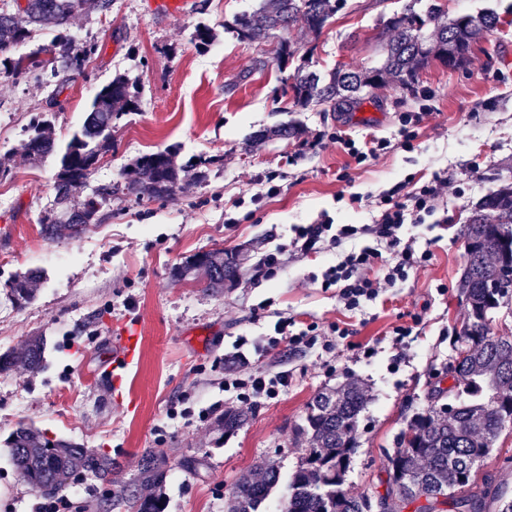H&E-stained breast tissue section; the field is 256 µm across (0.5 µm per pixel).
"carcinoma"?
Instances as JSON below:
<instances>
[{
    "mask_svg": "<svg viewBox=\"0 0 512 512\" xmlns=\"http://www.w3.org/2000/svg\"><path fill=\"white\" fill-rule=\"evenodd\" d=\"M346 0H258L250 12L235 17L237 36L249 43L273 46L280 68L294 61L299 48L283 34L300 22L318 36L343 9ZM87 0H3L0 3V71L16 79L53 86L58 98L70 82L85 75V65L96 52L90 42L81 44L70 34L71 21L81 14ZM503 20L493 10L448 15L440 0H408L403 11L384 22L383 58L369 69L338 66L316 72L301 61L288 77L294 106L328 104L349 111L371 90L396 82L411 83L417 70L432 59L455 68L474 44L493 33ZM52 33L50 42L29 53L18 47L32 38L35 29ZM140 75L119 72L96 93L80 130L59 152L54 124L42 113L32 118L25 150L31 163L61 154L54 183V206L40 220L41 234L49 241L75 240L87 234L99 219L101 208L112 197V185L97 187L79 198L100 157L112 151V125L122 115L139 108ZM302 128L281 124L259 129L246 139V147L297 137ZM177 150L165 149L138 156L125 182L126 194L138 200L168 196L182 188L176 162ZM215 161L193 163V179L209 180ZM464 269L460 280L465 297V318L455 345L456 356L448 373L453 385L435 391L427 409L412 416L387 455L389 477L385 495L407 506L421 496L431 503L418 512H484L490 496L498 512H512V498L501 488L486 487L471 495L473 473L491 455L499 434L512 426V336L495 332L496 312L512 299V180H504L472 209L465 224ZM240 263L224 250L196 255L177 271L215 291L239 276ZM41 270L31 268L4 283L6 299L13 305L33 302ZM45 339L32 336L18 351L0 354V372L16 365L35 374L44 368ZM453 399L456 411L441 409L444 397ZM368 400L366 388L349 381L317 393L306 406L299 436L306 452L292 474L280 500V512H371L372 496H353L344 488L357 448L356 430ZM247 411L228 408L218 421L224 435L237 433L248 420ZM10 463L31 487L53 495L80 477L91 476L107 487L112 509L163 512L161 490L166 478L160 463L164 453L145 450L140 473L142 484L154 488L139 496L112 475L118 463L106 453L89 450L62 438H50L33 423L21 419L4 443ZM281 481L279 466L264 460L242 475L228 503V512H266L271 492Z\"/></svg>",
    "mask_w": 512,
    "mask_h": 512,
    "instance_id": "obj_1",
    "label": "carcinoma"
}]
</instances>
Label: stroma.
Listing matches in <instances>:
<instances>
[{
    "instance_id": "1",
    "label": "stroma",
    "mask_w": 512,
    "mask_h": 512,
    "mask_svg": "<svg viewBox=\"0 0 512 512\" xmlns=\"http://www.w3.org/2000/svg\"><path fill=\"white\" fill-rule=\"evenodd\" d=\"M406 2L347 0L320 36L298 27L291 38L312 69L368 68L380 60L384 20ZM446 5L453 15L492 9L504 23L473 46L464 66L431 61L412 90L386 85L349 112L326 105L296 109L288 70L273 62L253 69L265 48L237 38L231 24L255 0H190L179 18L167 16L155 0H112L110 13L92 9L72 20L71 33L98 50L86 76L59 97L49 87L0 74V165L10 170L0 178V257L23 259L43 272L35 301L25 307H14L0 292V353L20 349L32 336L47 340L41 373L18 367L0 374V512H33L40 498L3 447L19 419L110 454L127 483L138 478L145 449H164V512H226L238 477L258 461L278 462L283 479H290L304 453L296 430L307 403L320 389L353 380L371 398L359 419L345 487L354 496L384 493L386 450L427 408L455 355L464 318L463 226L500 176L512 171V0ZM200 23L218 33L205 48L193 39ZM124 70L141 76L140 109L117 120L115 147L83 189L88 195L109 183L112 198L98 227L81 239L45 241L39 222L53 202L60 164L52 156L31 165L24 131L38 113H50L57 141L66 145L98 90ZM424 103L431 114L414 151H404L397 115ZM284 122L322 133L323 140L313 148L284 140L245 150L251 132ZM339 130L358 140L383 137L392 146L360 167L336 143ZM171 147L181 164L217 159L209 181L185 178L182 190L164 198L127 195L125 173L133 159ZM442 170L460 190L447 223L410 224L404 231L418 248L430 249L431 261L362 311L345 310L335 288L323 285L336 249L293 248L292 225L313 223L324 211L342 224L369 223L380 193ZM261 181L281 191L256 205L251 197ZM354 193L364 197L355 208L346 201ZM215 248L248 255L234 285L212 293L174 280L176 268ZM272 251L279 263L267 271L259 261ZM283 317L295 330L312 326L331 334V348L269 345ZM400 324L412 330L400 342L407 353L401 362L393 335ZM133 325L141 355L122 381H111L107 360ZM335 326L342 335H332ZM237 353L245 357L241 372L284 371L288 386L274 399L258 400L244 428L225 438L216 420L237 404L236 390L224 388L226 360ZM488 484L512 491V428L501 432L475 474L474 490Z\"/></svg>"
}]
</instances>
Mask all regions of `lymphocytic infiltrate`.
Instances as JSON below:
<instances>
[{
  "label": "lymphocytic infiltrate",
  "instance_id": "1",
  "mask_svg": "<svg viewBox=\"0 0 512 512\" xmlns=\"http://www.w3.org/2000/svg\"><path fill=\"white\" fill-rule=\"evenodd\" d=\"M455 193L444 172L409 190L399 184L381 194L371 223L339 224L324 211L315 223L292 225V244L305 252L325 243L336 247L338 259L326 270L324 284L336 287L345 310L356 311L431 260L430 250L420 251L413 242L403 241L402 230L447 211Z\"/></svg>",
  "mask_w": 512,
  "mask_h": 512
}]
</instances>
